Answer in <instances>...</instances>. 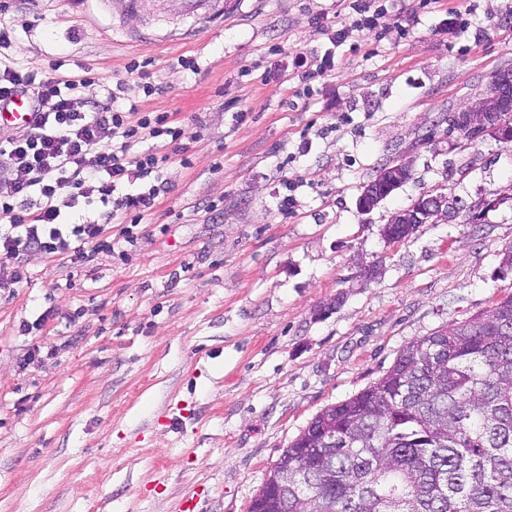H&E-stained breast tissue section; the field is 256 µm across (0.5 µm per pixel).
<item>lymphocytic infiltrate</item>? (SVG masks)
Here are the masks:
<instances>
[{"instance_id": "obj_1", "label": "lymphocytic infiltrate", "mask_w": 512, "mask_h": 512, "mask_svg": "<svg viewBox=\"0 0 512 512\" xmlns=\"http://www.w3.org/2000/svg\"><path fill=\"white\" fill-rule=\"evenodd\" d=\"M10 39L0 28V101L29 96L33 119L22 134L0 137V252L16 265L0 288L22 282L27 270L20 259L32 251L82 265L93 255L112 252L104 224H140L165 189V157L138 151L150 138L171 137L179 152L182 132L170 127L167 113L139 114L137 106L114 109L116 93L82 102L75 89L92 86L81 74L69 80L22 67L1 50ZM99 205V217L80 224L62 220L63 209Z\"/></svg>"}]
</instances>
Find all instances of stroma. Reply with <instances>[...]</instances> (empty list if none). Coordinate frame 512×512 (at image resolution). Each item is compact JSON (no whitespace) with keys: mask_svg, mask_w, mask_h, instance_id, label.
<instances>
[{"mask_svg":"<svg viewBox=\"0 0 512 512\" xmlns=\"http://www.w3.org/2000/svg\"><path fill=\"white\" fill-rule=\"evenodd\" d=\"M178 2L9 0L0 16L14 62L63 80L86 66L97 96L126 83L119 107L170 113L189 146L139 144L168 156L169 192L132 242L77 268L27 253V280L0 290V512H181L191 496L248 512L318 412L512 295V145L448 130L512 65V0H371L382 38L336 47L317 19L350 24L354 0H236L196 33ZM330 48L313 81L288 65ZM403 158L410 180L362 213L363 184ZM433 191L458 218L387 240Z\"/></svg>","mask_w":512,"mask_h":512,"instance_id":"35a3bbf8","label":"stroma"}]
</instances>
